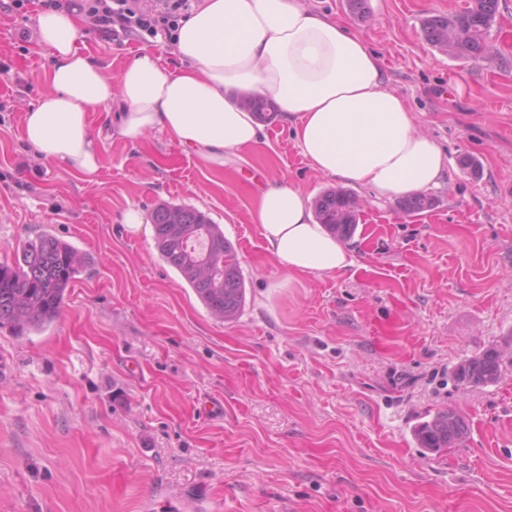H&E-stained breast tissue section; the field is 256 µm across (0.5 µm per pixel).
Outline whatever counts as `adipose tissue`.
Returning <instances> with one entry per match:
<instances>
[{
  "mask_svg": "<svg viewBox=\"0 0 512 512\" xmlns=\"http://www.w3.org/2000/svg\"><path fill=\"white\" fill-rule=\"evenodd\" d=\"M80 24L75 13L39 14L49 89L24 116V138L37 154L80 178L93 180L101 163L88 114L112 103L119 106L113 135L134 143L165 132L206 168L238 160L262 136L241 92L275 102L304 157L325 175L387 198L437 187L445 176L443 149L418 130L376 54L308 0H203L172 36L186 63L175 73L145 53L111 78L75 49ZM257 221L268 251L289 271L329 275L351 263L293 186H265Z\"/></svg>",
  "mask_w": 512,
  "mask_h": 512,
  "instance_id": "obj_1",
  "label": "adipose tissue"
}]
</instances>
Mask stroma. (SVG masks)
<instances>
[{
  "mask_svg": "<svg viewBox=\"0 0 512 512\" xmlns=\"http://www.w3.org/2000/svg\"><path fill=\"white\" fill-rule=\"evenodd\" d=\"M378 54L389 86L448 155L430 195L356 187L349 267L289 275L256 222L259 186L311 196L339 187L301 154L283 118L242 160L203 169L159 132L111 134L114 107L89 113L101 166L86 181L42 159L24 114L47 90L38 5L0 11V262L43 231L89 254L41 332L0 331V512H512V367L487 388L457 385L460 361L512 338V0H499L485 58L429 45L424 22L468 0H311ZM84 18L76 50L119 76L157 44L105 42ZM476 157L477 174L461 167ZM196 207L234 246L247 300L213 318L158 256L128 234L132 206ZM461 446L419 448L440 411Z\"/></svg>",
  "mask_w": 512,
  "mask_h": 512,
  "instance_id": "obj_1",
  "label": "stroma"
}]
</instances>
